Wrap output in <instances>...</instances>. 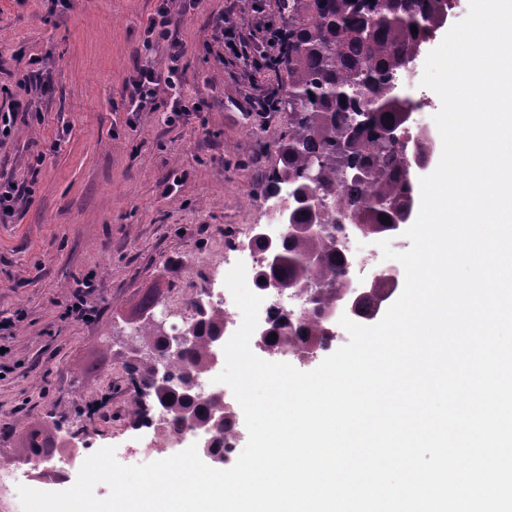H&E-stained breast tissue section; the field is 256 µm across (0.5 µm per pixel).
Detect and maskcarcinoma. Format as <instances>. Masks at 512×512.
<instances>
[{"label": "carcinoma", "instance_id": "1", "mask_svg": "<svg viewBox=\"0 0 512 512\" xmlns=\"http://www.w3.org/2000/svg\"><path fill=\"white\" fill-rule=\"evenodd\" d=\"M454 0H278L279 13L288 17V38L276 64L288 71L285 97L289 106L286 127L278 142L281 166L268 180V197L276 196L288 180L298 193L333 196V207L345 209L352 224L370 236L392 232L404 223L414 198L415 162L431 156L430 138L411 135L406 149L385 140L389 131H410L413 101L402 94L411 64L448 21ZM418 32L412 33V27ZM319 160L315 180L308 177ZM390 224L381 222V217ZM280 264L259 269V285L275 279L289 288L314 295L306 321L293 326L288 318L274 322L276 341L267 346L305 355L322 350L331 325L323 312L339 302L345 284L339 272L345 260L334 235L291 231L281 247ZM323 256L312 266L305 258ZM390 288L380 278L357 304L358 318H374L379 297ZM159 300L147 295L134 336L139 347L153 352L147 359L126 364L135 395L134 413L148 417L141 392H149L167 412L171 433L180 434L189 422L207 424L211 403L185 396L182 385L212 371L211 338L224 326V313L215 309L194 325L184 349L171 354L151 325L148 313ZM42 429L25 436L21 457L33 466L51 457Z\"/></svg>", "mask_w": 512, "mask_h": 512}]
</instances>
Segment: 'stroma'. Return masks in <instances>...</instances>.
<instances>
[{
    "instance_id": "obj_1",
    "label": "stroma",
    "mask_w": 512,
    "mask_h": 512,
    "mask_svg": "<svg viewBox=\"0 0 512 512\" xmlns=\"http://www.w3.org/2000/svg\"><path fill=\"white\" fill-rule=\"evenodd\" d=\"M156 0H0V110L29 103L0 138V185L19 197L0 216V466L21 467L23 433L61 424L85 439L82 457L144 442L134 431L126 362L142 297L172 310L222 281L230 237L270 223L258 207L285 128L260 112L288 74L258 64L260 20L287 24L277 0H174L171 29L186 45V98L202 109L167 123L164 110L130 111L124 86L137 66L165 69L146 51ZM229 17L245 39L235 57L213 39ZM405 80L418 106L412 129L431 136L441 102ZM95 276L89 319L65 317L69 293Z\"/></svg>"
}]
</instances>
